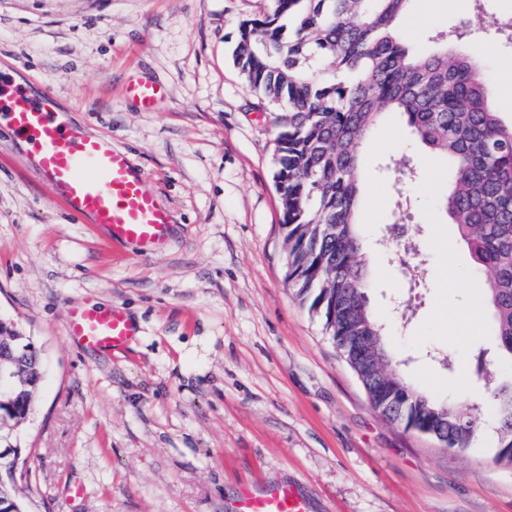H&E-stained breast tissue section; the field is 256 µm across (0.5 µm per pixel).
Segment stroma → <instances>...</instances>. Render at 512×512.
<instances>
[{
    "label": "stroma",
    "instance_id": "stroma-1",
    "mask_svg": "<svg viewBox=\"0 0 512 512\" xmlns=\"http://www.w3.org/2000/svg\"><path fill=\"white\" fill-rule=\"evenodd\" d=\"M266 7L0 0V73L126 151L172 214L159 249L112 243L51 198L28 148L0 126V319L32 336L43 365L17 435L19 494L28 512H237L245 493L292 485L309 512H512L493 414L456 452L387 421L288 284L274 116L231 60L237 21ZM507 16L512 0H416L403 27L420 46L465 32L511 122L512 42L492 23ZM147 81L165 89L152 112L126 94ZM403 156L419 176L399 186L379 165ZM363 161L369 303L403 377L439 398L485 402L512 363L479 358L494 324L474 306L471 258L436 208L447 167L396 114ZM401 191L414 206L399 215ZM85 302L123 307L135 342L113 354L81 347L66 323ZM446 353L455 373L438 362Z\"/></svg>",
    "mask_w": 512,
    "mask_h": 512
}]
</instances>
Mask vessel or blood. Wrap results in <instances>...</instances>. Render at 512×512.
<instances>
[{
    "label": "vessel or blood",
    "mask_w": 512,
    "mask_h": 512,
    "mask_svg": "<svg viewBox=\"0 0 512 512\" xmlns=\"http://www.w3.org/2000/svg\"><path fill=\"white\" fill-rule=\"evenodd\" d=\"M128 94L142 111H153L161 86L139 82ZM0 124L27 142L54 199L105 227L112 242L149 249L169 235L170 212L146 186L127 153L96 134L59 121L52 96L31 98L0 77ZM67 331L82 347L116 352L132 344L136 324L118 306L87 302L75 307ZM240 512H308L307 501L288 486L245 497Z\"/></svg>",
    "instance_id": "vessel-or-blood-1"
}]
</instances>
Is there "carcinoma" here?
<instances>
[{
    "mask_svg": "<svg viewBox=\"0 0 512 512\" xmlns=\"http://www.w3.org/2000/svg\"><path fill=\"white\" fill-rule=\"evenodd\" d=\"M266 12L236 25L232 60L261 109H278L274 182L288 244V282L323 320L347 360L351 327L375 337L388 361L384 328L368 305L359 197L363 148L387 115L403 117L416 143L449 163L439 203L456 226L483 290L476 296L495 324L494 359L512 361V123L491 105V87L460 34L439 33L411 46L400 20L415 0H269ZM394 181L415 176L410 160L391 161ZM41 380L37 355L24 359L13 400L21 425ZM411 396L398 423L435 412L448 419L447 449L467 448L483 405ZM488 404L499 423L496 461L512 448V377L498 380ZM21 468L0 466V512H25Z\"/></svg>",
    "mask_w": 512,
    "mask_h": 512,
    "instance_id": "carcinoma-1",
    "label": "carcinoma"
}]
</instances>
